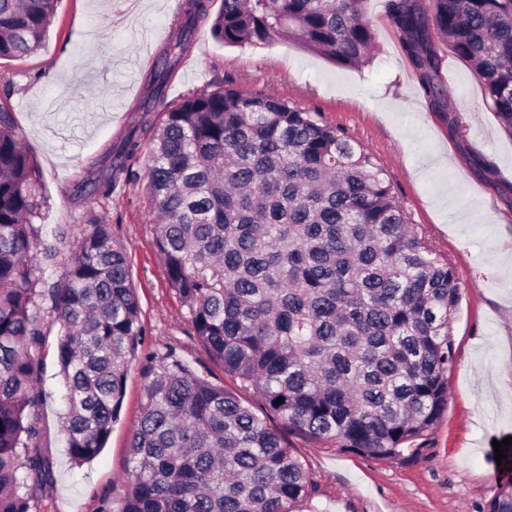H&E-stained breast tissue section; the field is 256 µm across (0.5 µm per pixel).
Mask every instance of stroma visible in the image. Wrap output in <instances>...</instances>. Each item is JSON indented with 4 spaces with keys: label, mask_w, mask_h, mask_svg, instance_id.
I'll return each instance as SVG.
<instances>
[{
    "label": "stroma",
    "mask_w": 512,
    "mask_h": 512,
    "mask_svg": "<svg viewBox=\"0 0 512 512\" xmlns=\"http://www.w3.org/2000/svg\"><path fill=\"white\" fill-rule=\"evenodd\" d=\"M386 3L368 0L375 41L360 69L278 39L226 46L201 27L167 97L221 84L321 113L377 158L412 222L426 227L462 285L448 410L425 451L402 464L343 451L333 440L289 435L312 482L294 512H482L497 491L493 443L512 436V270L505 266L512 259V136L487 105L479 78L449 55L443 79L450 110L437 111L419 87ZM174 18V0H58L43 46L0 62V106L22 131L47 199L39 220L43 238L64 257L76 248L90 214L111 224L127 247L144 327L106 446L80 467L71 464L61 430L58 331L50 329L39 355L46 394L39 417L40 446L53 458L55 483L39 496L41 512L120 506L128 489L130 435L156 356L173 352L211 382H229L194 335L156 253L147 155L131 162L127 181L111 199L89 209L75 196L77 182L128 129V110L152 68L146 37L170 36ZM452 113L460 126L450 125ZM474 155L485 159V170L471 167Z\"/></svg>",
    "instance_id": "35a3bbf8"
}]
</instances>
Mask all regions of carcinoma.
Instances as JSON below:
<instances>
[{"label":"carcinoma","mask_w":512,"mask_h":512,"mask_svg":"<svg viewBox=\"0 0 512 512\" xmlns=\"http://www.w3.org/2000/svg\"><path fill=\"white\" fill-rule=\"evenodd\" d=\"M367 2L222 0L213 15L208 0H183L128 134L76 186L88 202L112 196L153 129L155 247L195 335L235 381L219 386L180 359L159 361L130 436L119 512H293L312 483L280 427L410 464L448 409L461 283L375 156L320 113L274 95L222 86L166 100L206 21L224 45L296 40L360 67L375 39ZM56 5L0 0V60L37 51ZM387 8L433 103L448 101L444 47L478 76L512 136V0ZM153 112L163 114L157 125ZM45 204L37 163L0 106V512H38L34 493L54 484L52 457L39 449L45 392L35 353L45 326L59 325L75 465L104 448L144 331L126 247L109 224L90 221L60 280L38 288L57 258L36 225ZM483 512H512L511 480Z\"/></svg>","instance_id":"1"}]
</instances>
